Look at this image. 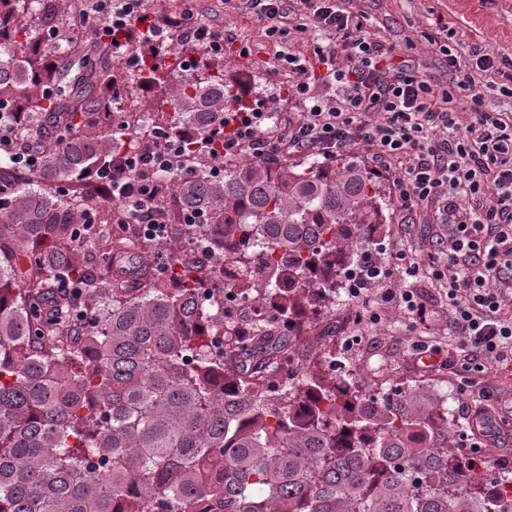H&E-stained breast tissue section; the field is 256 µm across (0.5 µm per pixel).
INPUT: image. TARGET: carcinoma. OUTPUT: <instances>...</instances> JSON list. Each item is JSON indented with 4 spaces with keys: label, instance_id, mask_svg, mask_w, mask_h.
I'll use <instances>...</instances> for the list:
<instances>
[{
    "label": "carcinoma",
    "instance_id": "cac0c4a2",
    "mask_svg": "<svg viewBox=\"0 0 512 512\" xmlns=\"http://www.w3.org/2000/svg\"><path fill=\"white\" fill-rule=\"evenodd\" d=\"M61 25L59 0H0V113L42 156L29 175L0 166V512H512V474L463 457L436 385L366 393L323 371L331 347L302 345L386 224L365 166L201 164L160 202L195 257L119 222L102 240L116 280L93 266L71 218L83 174L135 138L118 100L160 90L152 119L174 136L252 100L140 37L137 69L101 43L48 48ZM229 291L277 306L238 317Z\"/></svg>",
    "mask_w": 512,
    "mask_h": 512
}]
</instances>
